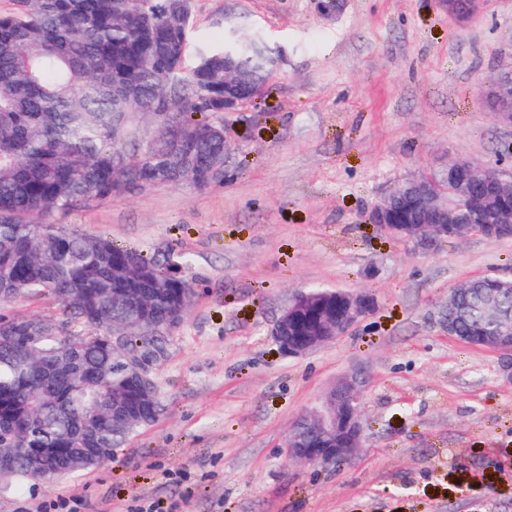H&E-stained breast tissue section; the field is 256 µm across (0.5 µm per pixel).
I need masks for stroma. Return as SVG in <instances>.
<instances>
[{
  "label": "stroma",
  "instance_id": "1",
  "mask_svg": "<svg viewBox=\"0 0 512 512\" xmlns=\"http://www.w3.org/2000/svg\"><path fill=\"white\" fill-rule=\"evenodd\" d=\"M284 61L223 115L224 175L127 192L46 223L180 254L197 297L157 375L163 416L112 460L50 485L0 479V512H512V365L448 336V293L512 278V238L422 254L368 216L402 179L467 156L512 168V127L480 90L512 55V0H192L187 60L224 11ZM368 290L375 311L304 356L270 331L291 296ZM365 380L360 456L289 461L292 422L336 379Z\"/></svg>",
  "mask_w": 512,
  "mask_h": 512
}]
</instances>
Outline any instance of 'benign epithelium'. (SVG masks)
<instances>
[{"label":"benign epithelium","mask_w":512,"mask_h":512,"mask_svg":"<svg viewBox=\"0 0 512 512\" xmlns=\"http://www.w3.org/2000/svg\"><path fill=\"white\" fill-rule=\"evenodd\" d=\"M481 0H448V12L465 17L474 12ZM244 79L231 75L224 65V111L235 112L245 105L241 88ZM495 91L487 100L493 115L502 124L512 126V61L493 81ZM376 225L393 238L412 245L417 252L428 251L445 241L448 235L462 240L482 236L488 240L512 236V172L499 167L458 157L448 160L442 178L421 174L399 183L369 215ZM484 310L494 318L489 336H457L461 316L459 296L465 284L452 289L448 309L442 315L448 335L475 347L512 357V320L496 317L501 295L512 291V279L492 277L482 282ZM376 309L374 296L364 290L336 288L329 293L308 290L297 293L274 323L270 336L282 353L301 356L345 335L356 323ZM316 316L313 326L295 341L289 338L291 326L303 314ZM131 378L142 388L155 386V363L139 354L129 357ZM359 373L340 378L318 407L302 413L295 424L317 435L320 447L303 445L295 432L285 443L288 459L327 465L338 460H354L364 443L361 419ZM99 449L88 441L73 455L60 462L55 474L65 475L79 460L98 457Z\"/></svg>","instance_id":"1"}]
</instances>
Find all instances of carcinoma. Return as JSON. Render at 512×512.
Returning a JSON list of instances; mask_svg holds the SVG:
<instances>
[{
	"instance_id": "1",
	"label": "carcinoma",
	"mask_w": 512,
	"mask_h": 512,
	"mask_svg": "<svg viewBox=\"0 0 512 512\" xmlns=\"http://www.w3.org/2000/svg\"><path fill=\"white\" fill-rule=\"evenodd\" d=\"M190 22L171 0H13L0 12V305L47 293L62 311L0 312V448L64 456L87 436L102 463L162 414L125 354L170 351L166 321L193 284L169 277L170 251L160 260L41 216L93 207L130 180L201 187L224 173V124L194 115L223 111L224 60L266 82L276 52L236 29L187 71ZM143 119L155 134L141 143ZM489 324L468 296L460 335ZM117 405L138 417L112 416ZM8 474L41 482L24 456Z\"/></svg>"
}]
</instances>
